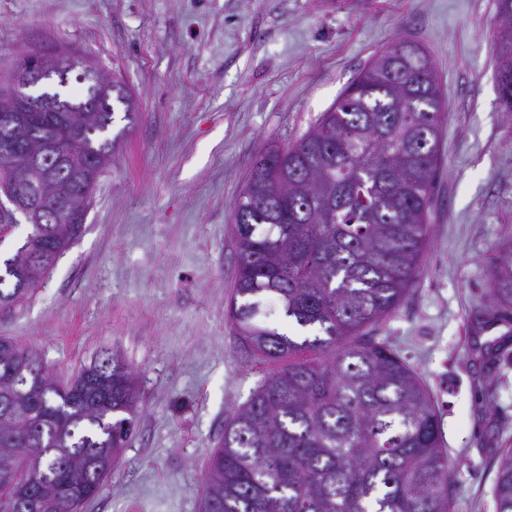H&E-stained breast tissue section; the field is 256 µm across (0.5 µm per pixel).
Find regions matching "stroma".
I'll list each match as a JSON object with an SVG mask.
<instances>
[{"label":"stroma","mask_w":512,"mask_h":512,"mask_svg":"<svg viewBox=\"0 0 512 512\" xmlns=\"http://www.w3.org/2000/svg\"><path fill=\"white\" fill-rule=\"evenodd\" d=\"M495 0H0V78L29 57L93 60L132 96L85 230L0 338L59 382L103 353L134 377L137 413L84 512H198L229 414L269 367L226 316L234 203L267 146L297 143L397 38L429 53L447 108L429 245L414 289L377 330L433 394L456 471L455 512H494L493 449L512 447V357L473 333L487 261L512 226V112L503 107Z\"/></svg>","instance_id":"obj_1"}]
</instances>
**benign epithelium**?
<instances>
[{
  "instance_id": "1",
  "label": "benign epithelium",
  "mask_w": 512,
  "mask_h": 512,
  "mask_svg": "<svg viewBox=\"0 0 512 512\" xmlns=\"http://www.w3.org/2000/svg\"><path fill=\"white\" fill-rule=\"evenodd\" d=\"M72 75L91 83L87 112L98 111L114 91L112 81L93 62L67 53L34 59L17 68L7 86L0 85V130L6 133L0 145V190L13 206L11 210L0 206L1 239L12 232L16 214L29 224H56L60 222L59 202L80 211L93 188L94 172L100 168L89 169L77 183L61 185L54 171L67 158L56 153L53 141L26 133L35 113L70 111L69 104L46 93V86L54 78L66 82ZM82 136L79 120L66 122L58 132V137L71 143Z\"/></svg>"
}]
</instances>
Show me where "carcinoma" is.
Segmentation results:
<instances>
[{"instance_id": "obj_1", "label": "carcinoma", "mask_w": 512, "mask_h": 512, "mask_svg": "<svg viewBox=\"0 0 512 512\" xmlns=\"http://www.w3.org/2000/svg\"><path fill=\"white\" fill-rule=\"evenodd\" d=\"M381 70L372 59L296 144L256 158L235 205L238 252L227 304L239 344L278 362L224 423L209 458L199 512H454L455 480L438 415L418 375L373 332L418 282L445 106L424 48L400 40ZM512 112V60L497 70ZM122 86L63 149L76 164L112 152ZM84 232L82 220L32 224L31 248ZM0 259V311L31 298L36 274ZM483 329L512 324V231L488 261ZM299 340L266 322L269 300ZM134 378L108 353L61 385L29 349L0 339V484L30 491L24 512H82L130 435ZM495 512H512V448L495 449Z\"/></svg>"}]
</instances>
